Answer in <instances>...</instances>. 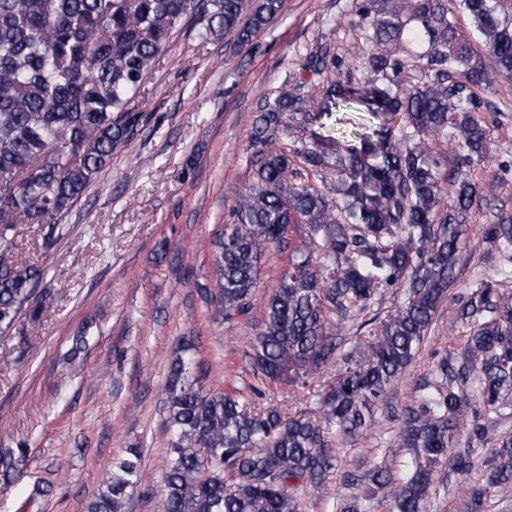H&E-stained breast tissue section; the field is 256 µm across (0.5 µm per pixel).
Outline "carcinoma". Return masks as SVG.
<instances>
[{
	"label": "carcinoma",
	"mask_w": 512,
	"mask_h": 512,
	"mask_svg": "<svg viewBox=\"0 0 512 512\" xmlns=\"http://www.w3.org/2000/svg\"><path fill=\"white\" fill-rule=\"evenodd\" d=\"M205 0H0V333L28 308L38 320L49 305L44 267L15 252L21 224L56 240L55 216L67 213L143 123L132 102L153 73L176 26ZM365 45L352 57L356 84L334 76L343 62L322 48L305 68L327 77L326 106L309 112L303 86L291 83L254 112L249 151L255 182L236 193L230 223L212 240L209 302L228 319L248 312L258 262L292 224L304 245L268 296L253 361L263 375L304 385L336 357L340 326L389 288L409 290L406 304L370 342L371 358L348 368L322 396L321 418L284 417L231 392L208 390L192 357L171 361L165 384L164 512H298L303 481L325 488L333 469L331 425L352 432L371 424L372 408L427 336L459 260L465 218L495 195V180L457 169L439 172L426 140L454 141L461 164L484 157L487 128L475 116L488 68L512 79V0H353ZM282 0H217L212 19L247 45L279 16ZM465 13L486 56L454 14ZM415 78L405 83L403 75ZM354 103L371 115V131L351 142L313 132L312 142L279 145L302 115L320 129L332 106ZM402 113L395 127L390 117ZM326 191L288 181L294 162ZM486 241L512 262V225L487 224ZM336 321L329 319V314ZM456 318L471 325L462 355L438 364L439 384L402 421L399 446L411 448L413 473L395 485L382 473L376 489L395 512H422L433 467L461 473L465 453L450 455L461 429L485 435L489 415L512 398V294L482 279ZM24 452L0 456V475L20 474ZM144 481L135 449L118 459L88 512H124ZM512 485V432L493 439L487 486L471 487L474 510L489 490Z\"/></svg>",
	"instance_id": "carcinoma-1"
}]
</instances>
